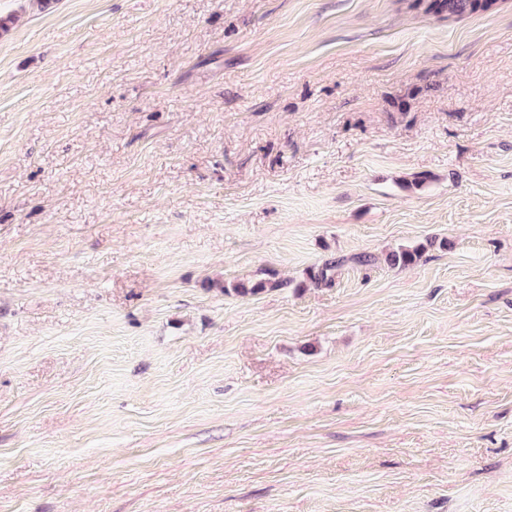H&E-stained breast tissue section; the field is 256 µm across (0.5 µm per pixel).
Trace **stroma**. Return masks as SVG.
Listing matches in <instances>:
<instances>
[{
	"label": "stroma",
	"instance_id": "1",
	"mask_svg": "<svg viewBox=\"0 0 512 512\" xmlns=\"http://www.w3.org/2000/svg\"><path fill=\"white\" fill-rule=\"evenodd\" d=\"M0 16V512H512V0ZM425 251L426 246L423 243L400 245L386 255L385 262L391 267H407L420 261ZM345 260H327L321 267L313 268L309 271L308 278L316 287H331L335 283L336 270L342 266Z\"/></svg>",
	"mask_w": 512,
	"mask_h": 512
}]
</instances>
